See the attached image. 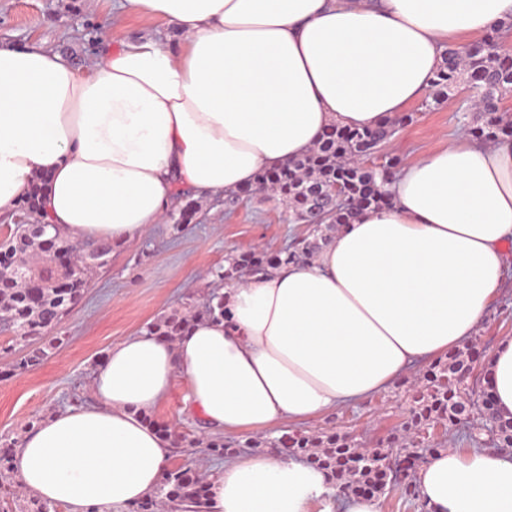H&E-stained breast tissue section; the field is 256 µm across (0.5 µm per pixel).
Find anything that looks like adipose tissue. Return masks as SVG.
<instances>
[{
	"mask_svg": "<svg viewBox=\"0 0 512 512\" xmlns=\"http://www.w3.org/2000/svg\"><path fill=\"white\" fill-rule=\"evenodd\" d=\"M178 29L105 33L75 69L44 47H0V213L33 181L38 217L69 240L132 241L181 195L232 196L309 152L326 127L370 128L432 88L449 46L512 20V0H119ZM388 205L362 211L307 261L220 286L228 317L176 341L142 331L93 368V404L24 439L14 476L66 512L149 496L171 442L144 413L183 383L186 411L230 436L305 424L373 399L467 341L512 270V139L459 135L404 163ZM512 421V336L484 379ZM428 512H512V451L449 449L415 474ZM321 470L238 455L210 512H382L330 495Z\"/></svg>",
	"mask_w": 512,
	"mask_h": 512,
	"instance_id": "ef3b65f1",
	"label": "adipose tissue"
}]
</instances>
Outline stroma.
I'll return each mask as SVG.
<instances>
[{"label": "stroma", "mask_w": 512, "mask_h": 512, "mask_svg": "<svg viewBox=\"0 0 512 512\" xmlns=\"http://www.w3.org/2000/svg\"><path fill=\"white\" fill-rule=\"evenodd\" d=\"M109 27L129 40L165 33L164 43L172 49L180 41L179 32L161 20L114 13L112 0H0V46H42L61 53L79 70L95 59ZM469 95L464 83L456 97L442 104L419 101L410 106L408 121L382 144L381 154L406 162L438 136L458 134L462 116L457 103ZM195 204L189 223L167 217L139 240L113 244L106 264L94 268L82 299L55 328L60 345L49 349L39 365L19 368L21 347L12 346L10 335L0 332V443L20 445L54 411L88 402L92 369L108 349L161 316L205 302L229 255L258 242L276 251L308 234L305 225L291 221L285 203L262 194L233 203L220 196L199 197ZM502 336H512L511 276L463 349L485 358ZM423 383V371L413 372L375 399L344 407L306 429L333 430L376 445L400 431L411 397ZM184 396L183 383H176L169 399L151 413L178 438L168 466L189 465L215 476L224 460L210 455L207 443L221 442L232 453L243 454L246 438L207 430L186 414Z\"/></svg>", "instance_id": "stroma-1"}]
</instances>
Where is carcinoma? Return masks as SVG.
Here are the masks:
<instances>
[{"instance_id":"cac0c4a2","label":"carcinoma","mask_w":512,"mask_h":512,"mask_svg":"<svg viewBox=\"0 0 512 512\" xmlns=\"http://www.w3.org/2000/svg\"><path fill=\"white\" fill-rule=\"evenodd\" d=\"M499 39L500 29L495 28L481 43L448 48L431 93L432 101L440 104L455 94L461 78H467L475 89L476 99L472 107L476 124L468 127V132L485 141L512 137V119L506 121L496 113L503 92L512 89V65L496 64L491 58L498 51ZM407 120L403 116L365 129L329 127L309 153L277 168L259 171L254 189H243L241 194L270 190L288 200L294 219L308 222L315 216L314 209L327 205L329 194L338 188L342 202L335 209L322 212V220L330 221V230L351 224L360 211L388 202L383 185L400 164L394 155L385 156L384 162L371 168L361 165L359 159L375 152L394 135L396 125ZM315 232L313 238L301 239L286 252V261L312 258L323 229L319 227ZM50 246L77 248L58 235L48 237L43 224H19L11 237L0 243V316L4 317L0 330L10 333L15 344L27 349L19 362L22 369L40 363L46 351L35 346V341L58 325L81 298L83 287L90 280L87 257L80 258L79 267L62 272L46 260L45 251ZM267 267L263 254L247 251L228 263L221 277L228 278L241 270L256 273ZM63 277L71 279L66 288L58 286ZM217 316H224V300L214 293L207 304L163 316L150 324L148 331L175 341L192 322ZM470 370L471 365L460 352L436 361L425 375L426 384L416 391L410 418L400 436L380 442L375 448H362L346 435L327 431L288 436L283 447L290 446L302 453L310 466L329 473L343 490L356 493L370 484L374 490L383 492L398 486V465L415 456L414 449L425 443L421 432L437 424L454 425L461 421L476 394L468 383ZM13 461V446H1L0 493L5 497L14 495L17 487L12 482ZM210 487L207 476H192L188 467L167 470L155 492L136 503L134 512H182L187 504L204 508Z\"/></svg>"}]
</instances>
